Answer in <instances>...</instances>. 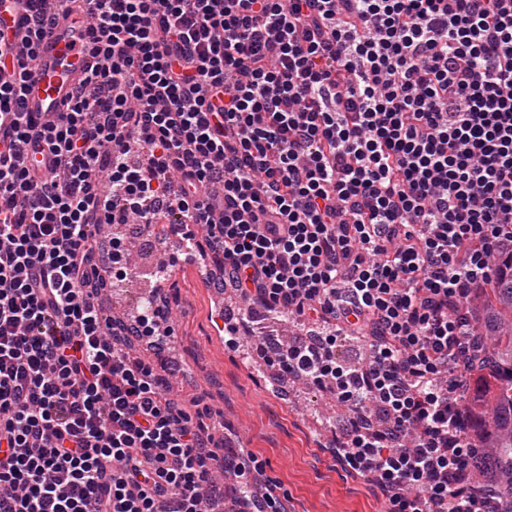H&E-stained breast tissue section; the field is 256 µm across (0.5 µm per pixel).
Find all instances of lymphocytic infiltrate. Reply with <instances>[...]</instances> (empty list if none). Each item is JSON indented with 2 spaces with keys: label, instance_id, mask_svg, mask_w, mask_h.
Segmentation results:
<instances>
[{
  "label": "lymphocytic infiltrate",
  "instance_id": "1",
  "mask_svg": "<svg viewBox=\"0 0 512 512\" xmlns=\"http://www.w3.org/2000/svg\"><path fill=\"white\" fill-rule=\"evenodd\" d=\"M75 2L27 0L0 82V512H215L254 463L130 347L166 346L169 306L104 313L130 267L106 226L161 218L249 321L300 319L261 349L330 390L385 512H489L458 401L468 301L512 256V0H84L95 66L26 111Z\"/></svg>",
  "mask_w": 512,
  "mask_h": 512
}]
</instances>
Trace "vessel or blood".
Masks as SVG:
<instances>
[{
  "mask_svg": "<svg viewBox=\"0 0 512 512\" xmlns=\"http://www.w3.org/2000/svg\"><path fill=\"white\" fill-rule=\"evenodd\" d=\"M24 14L21 0H0V31L11 40L25 33L21 25ZM85 24L83 13L53 23L39 44L32 75L26 84L28 111L51 115L64 111L75 85L92 64L83 49Z\"/></svg>",
  "mask_w": 512,
  "mask_h": 512,
  "instance_id": "1",
  "label": "vessel or blood"
}]
</instances>
